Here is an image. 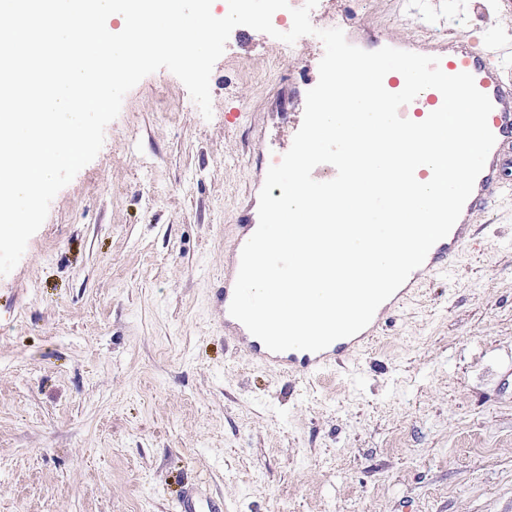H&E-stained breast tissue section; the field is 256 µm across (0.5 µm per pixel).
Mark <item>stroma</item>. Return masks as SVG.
<instances>
[{
	"label": "stroma",
	"mask_w": 512,
	"mask_h": 512,
	"mask_svg": "<svg viewBox=\"0 0 512 512\" xmlns=\"http://www.w3.org/2000/svg\"><path fill=\"white\" fill-rule=\"evenodd\" d=\"M385 40L495 44L512 0H318ZM323 42L246 26L210 77L212 117L161 69L124 97L96 158L0 276V512H512V181L354 373L301 382L224 345L213 290L265 132L288 149Z\"/></svg>",
	"instance_id": "stroma-1"
}]
</instances>
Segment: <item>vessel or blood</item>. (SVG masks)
I'll return each mask as SVG.
<instances>
[{
	"label": "vessel or blood",
	"instance_id": "b4317fda",
	"mask_svg": "<svg viewBox=\"0 0 512 512\" xmlns=\"http://www.w3.org/2000/svg\"><path fill=\"white\" fill-rule=\"evenodd\" d=\"M402 48L439 57V66L446 74L467 72L473 76L477 89L486 94L492 103L488 126L495 136V144L450 233L432 246L422 266L410 274L397 292L377 309L372 321L355 336L337 340L319 352L289 350L274 353L240 321L229 315L224 317L222 330L225 344L245 352L253 363L278 370L288 378L304 380L329 369L348 366L354 362L357 354L380 336L392 315L414 298L428 281L450 277L455 271L458 257L473 240L475 212L484 208L493 193L504 186L505 153L512 151V82L507 80L503 69L494 62L492 51L474 50L468 41L458 38H416L403 43ZM442 103L440 91L428 88L412 102L403 105L399 114L406 119L413 116L424 119L439 109ZM261 189V182H254L243 202L234 243L224 252V286L217 294V301L225 309L229 308L233 298L242 247L258 226Z\"/></svg>",
	"mask_w": 512,
	"mask_h": 512
}]
</instances>
